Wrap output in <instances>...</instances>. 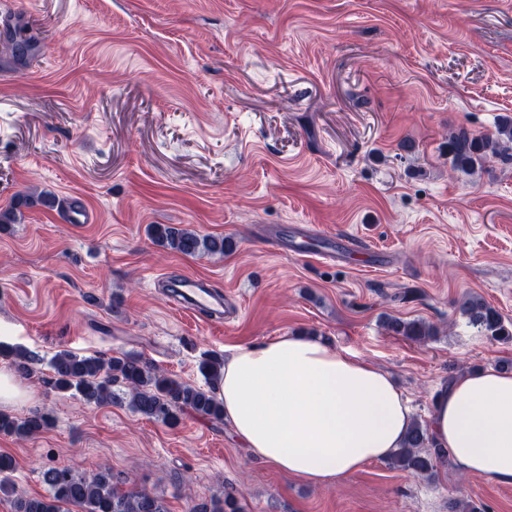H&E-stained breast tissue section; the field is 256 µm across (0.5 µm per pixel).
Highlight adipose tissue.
Segmentation results:
<instances>
[{"label": "adipose tissue", "mask_w": 512, "mask_h": 512, "mask_svg": "<svg viewBox=\"0 0 512 512\" xmlns=\"http://www.w3.org/2000/svg\"><path fill=\"white\" fill-rule=\"evenodd\" d=\"M218 397L254 459L317 487L387 459L414 420L388 373L298 335L231 348ZM431 405L429 431L456 469L511 487L512 372H464L438 389Z\"/></svg>", "instance_id": "adipose-tissue-1"}]
</instances>
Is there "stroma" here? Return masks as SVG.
Wrapping results in <instances>:
<instances>
[{"mask_svg": "<svg viewBox=\"0 0 512 512\" xmlns=\"http://www.w3.org/2000/svg\"><path fill=\"white\" fill-rule=\"evenodd\" d=\"M0 37V209L29 189L85 216L26 208L0 229V342L40 359L32 397L52 425L0 433L10 479L104 465L170 512L230 492L245 512H512V487L438 466L374 462L312 487L252 459L229 425H178L52 389L59 351H134L202 385L210 353L291 333L382 368L428 422L456 374L512 363L463 318L474 295L512 322V163L465 174L448 133L512 116V0H8ZM153 224L233 237L224 255L154 245ZM209 279L226 318L175 306L162 282ZM439 333L414 342L387 318Z\"/></svg>", "mask_w": 512, "mask_h": 512, "instance_id": "35a3bbf8", "label": "stroma"}]
</instances>
